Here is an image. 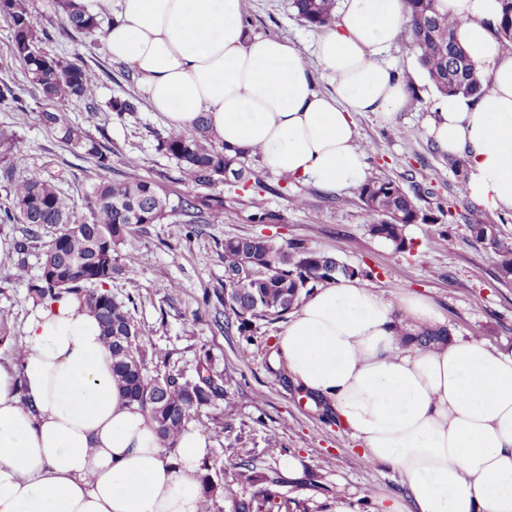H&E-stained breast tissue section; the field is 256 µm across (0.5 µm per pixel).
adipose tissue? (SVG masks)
<instances>
[{
	"instance_id": "obj_1",
	"label": "adipose tissue",
	"mask_w": 512,
	"mask_h": 512,
	"mask_svg": "<svg viewBox=\"0 0 512 512\" xmlns=\"http://www.w3.org/2000/svg\"><path fill=\"white\" fill-rule=\"evenodd\" d=\"M109 19L106 48L174 129L207 115L211 138L260 149L267 170L333 192L371 176L353 119L392 123L407 88L384 56L405 0H341L309 67L288 40L249 34L242 0H77ZM481 98L439 97L428 133L467 160L469 198L512 211V49L499 0H441ZM336 85L316 90V73ZM440 327L429 300L388 299L359 278L318 286L273 355L322 401L364 459L400 476L387 512H512V353L455 338L420 347L398 325ZM22 362L0 359V512H201L198 466L210 442L190 426L168 458L147 413L112 376L98 321L65 296L29 324Z\"/></svg>"
}]
</instances>
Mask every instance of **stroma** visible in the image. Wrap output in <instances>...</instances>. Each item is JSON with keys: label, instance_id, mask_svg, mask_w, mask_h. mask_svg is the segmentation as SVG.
<instances>
[{"label": "stroma", "instance_id": "35a3bbf8", "mask_svg": "<svg viewBox=\"0 0 512 512\" xmlns=\"http://www.w3.org/2000/svg\"><path fill=\"white\" fill-rule=\"evenodd\" d=\"M243 14L252 21L253 34L288 39L303 61L315 66L319 31L295 18L290 0H244ZM37 26L52 37L48 51L84 61L101 81L97 110L76 99L45 100L30 87L23 66L13 57L9 23L0 16V81L24 90L23 108L0 105V129L17 136L26 165L58 178L60 187L78 200L102 180L126 177L160 181L173 197L189 193L191 187L181 182L175 160L156 148L157 135L170 131L167 119L142 101L137 112L122 118L108 107L117 96L140 98L142 91L131 70L113 62L105 46H92L90 37L64 35L63 15L54 0H41ZM387 59L401 75L416 73V94L389 125L377 112L355 114L359 136L370 147L371 172L389 175L406 188L420 185L417 204L422 209L452 205L461 214L469 206L456 192L447 154L436 148L427 132L438 93L406 36H398ZM45 110L108 145L111 169H100L93 158L60 142L39 121ZM130 157L136 159V167L127 166ZM252 167L265 186L258 196L268 209L281 214V223H250L256 195L248 191L226 202L223 223L201 225L194 235L187 234L176 215L161 224L131 228L116 254L134 267L135 274L113 279L111 293L120 301L135 300L134 319L149 358L167 359L189 378L203 362L211 374L228 382L227 395L234 401L232 422H225L220 400L204 407L192 421L210 442L207 459L212 471L228 480L224 493L204 498L202 512H231L232 499L251 494V487L228 479L233 464L246 457L255 459L270 476H281L276 487L279 496L302 502L306 512H382L400 496L398 473L376 461L362 462L349 432L329 422L320 406L287 382L285 366L272 358L285 321H256L248 336L234 327L214 325L215 307L204 304L203 294L224 285L225 239L259 236L303 242L347 265L371 271V283L384 297L412 292L430 299L451 336L482 341L505 352H512V280L500 277L496 256L461 218L451 224L409 225L405 231L409 245L399 252L369 233L360 218L357 190L331 195L302 182L279 194L278 174L257 161ZM21 260L27 265L23 278L17 275ZM39 268L35 249L23 258L14 252L0 258V312L7 314L9 326V337L0 345L2 357L14 356L37 312L28 283ZM170 281L179 285L172 294L163 289ZM244 350L249 353L245 359L240 356ZM271 438L279 441L284 455L266 454ZM286 456L296 460L294 470L283 467Z\"/></svg>", "mask_w": 512, "mask_h": 512}]
</instances>
